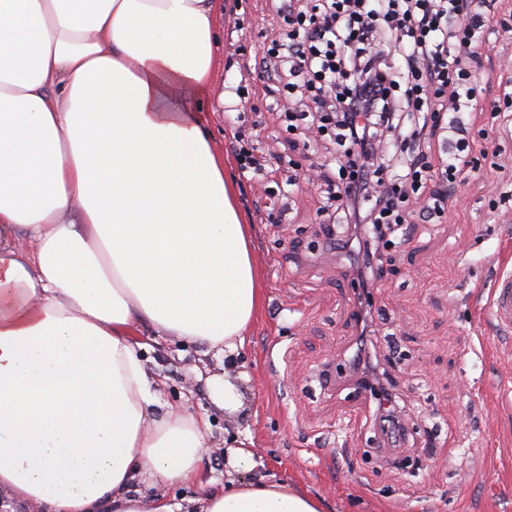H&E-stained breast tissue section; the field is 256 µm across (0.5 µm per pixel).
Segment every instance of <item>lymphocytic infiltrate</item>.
<instances>
[{
    "mask_svg": "<svg viewBox=\"0 0 512 512\" xmlns=\"http://www.w3.org/2000/svg\"><path fill=\"white\" fill-rule=\"evenodd\" d=\"M287 23L259 69L309 106L288 126L329 134L336 152L320 166L319 213L328 243L354 270L360 334L354 370L377 400L383 432L404 423L384 372L372 362L371 289L377 257L403 225L444 213L448 187L473 151L475 58L485 45V0H269ZM448 154L430 162L436 141Z\"/></svg>",
    "mask_w": 512,
    "mask_h": 512,
    "instance_id": "1",
    "label": "lymphocytic infiltrate"
}]
</instances>
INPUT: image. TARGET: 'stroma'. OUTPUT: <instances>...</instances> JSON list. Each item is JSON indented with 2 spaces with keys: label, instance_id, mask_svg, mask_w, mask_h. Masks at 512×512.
<instances>
[{
  "label": "stroma",
  "instance_id": "1",
  "mask_svg": "<svg viewBox=\"0 0 512 512\" xmlns=\"http://www.w3.org/2000/svg\"><path fill=\"white\" fill-rule=\"evenodd\" d=\"M279 25L265 0H224L214 79L225 96L202 105L226 155L240 137L285 155L267 162L260 181L232 169L266 288L249 342L228 362L204 343L148 324L134 330L155 413L183 403L207 423L197 478L160 490L180 502L206 483L223 487L227 442L240 433L253 452L247 479L288 481L322 498L325 512H512V337L493 325L488 301L501 260L512 259V195L497 172L512 165V121L491 112L512 94V70L501 66L512 33L493 26L478 55L476 169L438 223L407 225L371 290L376 355L408 430L393 443L348 369L357 336L349 264L322 245L315 192L288 187L324 153L278 119L261 79L258 62ZM239 82L249 89L242 101L227 91ZM228 373L244 391L234 414L221 396Z\"/></svg>",
  "mask_w": 512,
  "mask_h": 512
}]
</instances>
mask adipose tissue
<instances>
[{"label":"adipose tissue","mask_w":512,"mask_h":512,"mask_svg":"<svg viewBox=\"0 0 512 512\" xmlns=\"http://www.w3.org/2000/svg\"><path fill=\"white\" fill-rule=\"evenodd\" d=\"M222 0H0V488L49 512H324L284 482L192 506L201 423L155 397L131 336L235 358L265 303L253 229L196 99ZM30 247L16 248L15 236Z\"/></svg>","instance_id":"obj_1"}]
</instances>
